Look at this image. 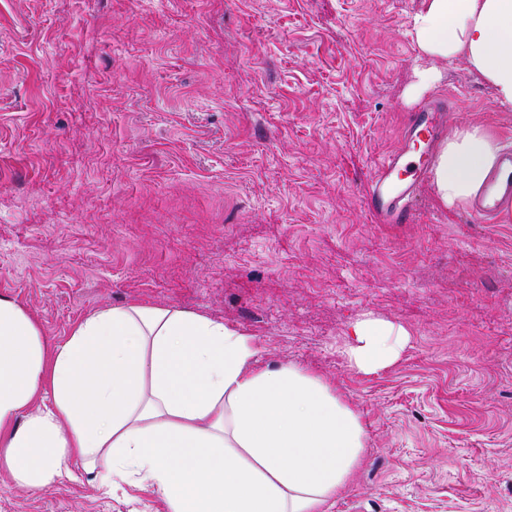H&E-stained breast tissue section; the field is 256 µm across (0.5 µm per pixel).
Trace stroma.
Segmentation results:
<instances>
[{"label":"stroma","instance_id":"35a3bbf8","mask_svg":"<svg viewBox=\"0 0 512 512\" xmlns=\"http://www.w3.org/2000/svg\"><path fill=\"white\" fill-rule=\"evenodd\" d=\"M422 4L0 0V295L51 346L95 311L160 304L340 384L368 452L331 512H512V208L481 224L428 182L414 223L363 205L430 98L512 143L463 58L416 88ZM368 313L410 343L361 377L336 348ZM0 512L166 506L0 468Z\"/></svg>","mask_w":512,"mask_h":512}]
</instances>
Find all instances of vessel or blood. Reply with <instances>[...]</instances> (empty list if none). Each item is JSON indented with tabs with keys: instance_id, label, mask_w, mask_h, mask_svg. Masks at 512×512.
<instances>
[{
	"instance_id": "vessel-or-blood-1",
	"label": "vessel or blood",
	"mask_w": 512,
	"mask_h": 512,
	"mask_svg": "<svg viewBox=\"0 0 512 512\" xmlns=\"http://www.w3.org/2000/svg\"><path fill=\"white\" fill-rule=\"evenodd\" d=\"M448 132V105L429 102L412 112L406 122L401 146L384 155L374 167L365 208L386 224H407L415 214L407 201L429 174L428 157L439 138ZM504 179L496 184L491 204L480 205L478 217H493L512 203V151L502 157Z\"/></svg>"
}]
</instances>
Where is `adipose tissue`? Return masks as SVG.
I'll return each instance as SVG.
<instances>
[{"instance_id":"1","label":"adipose tissue","mask_w":512,"mask_h":512,"mask_svg":"<svg viewBox=\"0 0 512 512\" xmlns=\"http://www.w3.org/2000/svg\"><path fill=\"white\" fill-rule=\"evenodd\" d=\"M412 30L430 62L420 86L461 56L512 108V0H423ZM500 152L496 131L455 129L435 157L439 200L469 204ZM409 341L367 315L340 354L369 376ZM257 354L236 325L145 303L96 311L50 348L34 316L0 296V461L29 489L71 477L75 462L109 491L152 488L167 512H331L364 465L365 422L336 383Z\"/></svg>"}]
</instances>
